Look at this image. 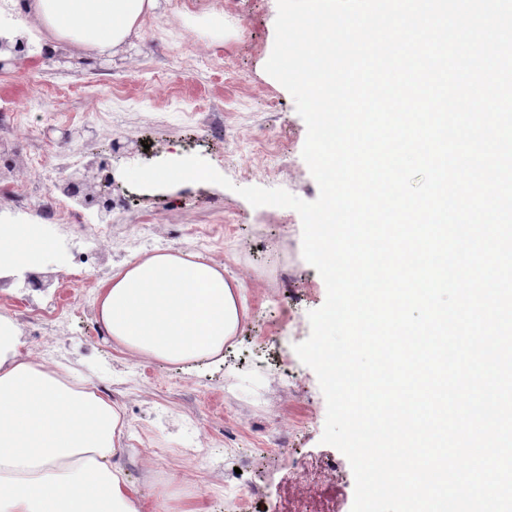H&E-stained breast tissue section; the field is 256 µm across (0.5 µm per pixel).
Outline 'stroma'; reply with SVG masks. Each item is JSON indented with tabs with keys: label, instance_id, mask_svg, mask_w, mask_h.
Wrapping results in <instances>:
<instances>
[{
	"label": "stroma",
	"instance_id": "1",
	"mask_svg": "<svg viewBox=\"0 0 512 512\" xmlns=\"http://www.w3.org/2000/svg\"><path fill=\"white\" fill-rule=\"evenodd\" d=\"M140 35L115 53L59 44L52 60L22 58L0 71V104L21 105L0 125V219L34 222L12 193L18 182L38 196H59L60 174H28L27 158L61 155L68 170L112 169V212L86 209L107 223L92 266L78 269L79 225L43 222L51 252L31 288L26 271L0 275V315L19 323L25 348L55 343L62 367L97 381L123 412L118 458L146 512L202 499L208 512H234L228 488L253 495L245 512H296L292 460L330 461L306 504L351 512L355 481L348 459L322 443L326 400L316 374L293 346L306 340L310 311L325 283L302 255V220L289 208L253 207L242 187L282 188L313 201L319 186L302 158L307 128L290 93L264 66L275 40L277 0H191L173 9L158 0ZM83 137H76V130ZM278 152V172L260 154ZM197 154L232 183L131 187L123 167ZM152 226L144 244L139 226ZM158 252L198 254L240 280L247 317L221 357L189 367L120 352L102 334L96 297L113 270ZM62 319L41 315L50 300Z\"/></svg>",
	"mask_w": 512,
	"mask_h": 512
}]
</instances>
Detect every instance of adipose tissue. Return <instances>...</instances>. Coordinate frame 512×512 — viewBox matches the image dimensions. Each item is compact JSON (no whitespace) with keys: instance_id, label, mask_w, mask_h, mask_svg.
<instances>
[{"instance_id":"obj_1","label":"adipose tissue","mask_w":512,"mask_h":512,"mask_svg":"<svg viewBox=\"0 0 512 512\" xmlns=\"http://www.w3.org/2000/svg\"><path fill=\"white\" fill-rule=\"evenodd\" d=\"M157 2L0 0V37L51 38L107 54L138 36ZM25 11L38 27L15 25ZM48 250L40 225L0 224V272L38 269ZM242 288L201 256L159 252L102 283L99 320L130 354L192 364L219 356L237 335ZM19 346L18 326L0 316V512H142L116 461L120 408L73 388Z\"/></svg>"}]
</instances>
